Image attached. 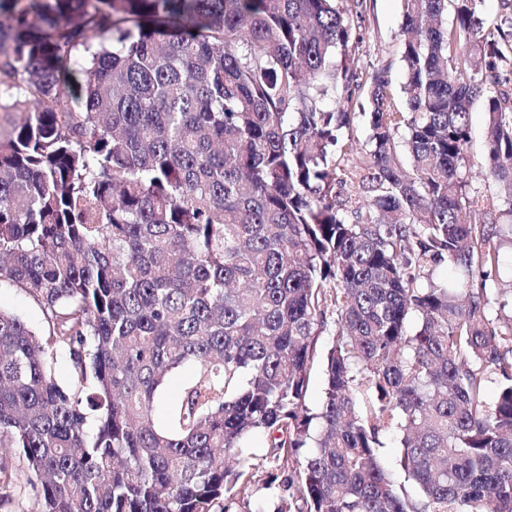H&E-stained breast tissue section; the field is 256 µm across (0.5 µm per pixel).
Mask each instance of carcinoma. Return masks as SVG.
<instances>
[{
	"instance_id": "cac0c4a2",
	"label": "carcinoma",
	"mask_w": 512,
	"mask_h": 512,
	"mask_svg": "<svg viewBox=\"0 0 512 512\" xmlns=\"http://www.w3.org/2000/svg\"><path fill=\"white\" fill-rule=\"evenodd\" d=\"M344 2L0 0V286L43 316L0 308V448L31 512H233L265 463L275 512H512V0L488 30L484 0H402L401 102ZM476 99L494 195L460 177ZM0 305L5 310L20 314L32 325L40 326L42 324V315L38 305L20 289L1 288Z\"/></svg>"
}]
</instances>
